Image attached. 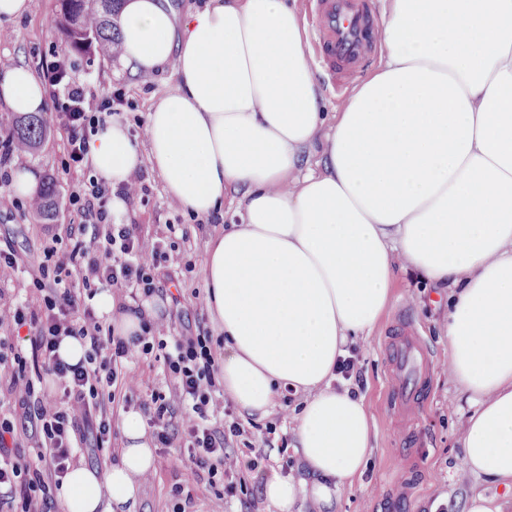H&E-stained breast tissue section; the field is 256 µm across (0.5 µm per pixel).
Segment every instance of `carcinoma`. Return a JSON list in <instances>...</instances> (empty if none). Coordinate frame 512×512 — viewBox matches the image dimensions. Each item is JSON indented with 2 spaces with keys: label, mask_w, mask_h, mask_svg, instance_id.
I'll return each mask as SVG.
<instances>
[{
  "label": "carcinoma",
  "mask_w": 512,
  "mask_h": 512,
  "mask_svg": "<svg viewBox=\"0 0 512 512\" xmlns=\"http://www.w3.org/2000/svg\"><path fill=\"white\" fill-rule=\"evenodd\" d=\"M63 33L66 43L84 50L93 43L101 46L114 43L119 0H61ZM46 125L41 115H28L16 120L10 132L14 142L24 149L38 145ZM56 208V186L48 181L39 192L36 213L48 220Z\"/></svg>",
  "instance_id": "carcinoma-1"
}]
</instances>
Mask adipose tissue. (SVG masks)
<instances>
[{
  "label": "adipose tissue",
  "instance_id": "obj_1",
  "mask_svg": "<svg viewBox=\"0 0 512 512\" xmlns=\"http://www.w3.org/2000/svg\"><path fill=\"white\" fill-rule=\"evenodd\" d=\"M118 22L124 69L168 63L176 82L147 114V155L111 120L87 161L113 186L149 163L200 218L238 195L239 223L206 248V301L242 413L264 418L286 389L304 395L301 469L263 487L276 512H334L361 475L373 424L331 382L406 268L455 291L449 369L473 405L463 467L512 483V0H383L381 62L331 122L287 0H209L183 17L170 0H122ZM45 96L27 67L0 77L14 114L44 111ZM121 428L119 464L66 475V512L135 499L154 457L139 413Z\"/></svg>",
  "mask_w": 512,
  "mask_h": 512
}]
</instances>
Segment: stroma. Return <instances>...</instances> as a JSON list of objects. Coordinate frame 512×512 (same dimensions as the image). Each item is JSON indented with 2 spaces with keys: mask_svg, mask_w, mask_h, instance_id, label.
I'll return each mask as SVG.
<instances>
[{
  "mask_svg": "<svg viewBox=\"0 0 512 512\" xmlns=\"http://www.w3.org/2000/svg\"><path fill=\"white\" fill-rule=\"evenodd\" d=\"M59 19L60 0H30L29 11L10 24L11 41L0 45V75L19 64L35 71L52 52L68 53L74 64L72 77L87 94L97 97L111 91L121 92L116 118L129 124L140 153H147L141 127L150 107L174 84L172 66L135 77L122 70L119 52H68L59 32ZM379 61V53H372L360 63L354 78L337 87L332 84V75L323 67H316L326 111L338 110L356 81L363 79ZM47 128L38 147L20 153L12 165L35 170L40 181L55 183L58 206L53 221L63 225L71 219L65 202L76 178L60 169L61 134L55 122H48ZM145 182L148 193L128 206L122 221L142 224L161 233H167V225H177V232L167 233L168 240L190 260L191 266L165 268L161 286L184 297L191 322L212 329L203 270L206 245L225 225L236 222L238 204L225 198L216 219L200 221L169 204L164 184L156 173L146 172ZM50 243L32 211L0 207V248L13 245L20 255L36 261ZM451 297V290L432 287L413 270L399 272L391 301L370 336L351 344L361 379L355 382L339 378L333 387L354 391L363 399L375 437L362 475L343 488L336 512H468L471 498L477 495L501 505L503 512H512L511 487L462 472L461 438L470 406L448 371L450 347L444 318ZM406 326L420 337L430 360L429 371L416 395L415 421L411 424L393 392L392 348ZM300 401V396L289 395L284 406L276 409L268 420L257 421L248 441L233 442L234 456L247 458L249 446H261L267 424L275 425L277 436H291ZM179 455L176 448L155 453L154 468L141 480L130 512H172V466Z\"/></svg>",
  "mask_w": 512,
  "mask_h": 512,
  "instance_id": "stroma-1",
  "label": "stroma"
}]
</instances>
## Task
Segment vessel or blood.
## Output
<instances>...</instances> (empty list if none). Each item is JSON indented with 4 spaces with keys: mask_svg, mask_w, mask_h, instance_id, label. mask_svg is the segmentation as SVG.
Instances as JSON below:
<instances>
[{
    "mask_svg": "<svg viewBox=\"0 0 512 512\" xmlns=\"http://www.w3.org/2000/svg\"><path fill=\"white\" fill-rule=\"evenodd\" d=\"M316 43L320 65L333 67L338 78L349 77L356 64L372 53L378 28L369 0H317ZM394 387L405 412H412L415 380L425 368V356L415 336L401 338L394 347Z\"/></svg>",
    "mask_w": 512,
    "mask_h": 512,
    "instance_id": "b4317fda",
    "label": "vessel or blood"
}]
</instances>
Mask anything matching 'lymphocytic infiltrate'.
<instances>
[{
	"instance_id": "lymphocytic-infiltrate-1",
	"label": "lymphocytic infiltrate",
	"mask_w": 512,
	"mask_h": 512,
	"mask_svg": "<svg viewBox=\"0 0 512 512\" xmlns=\"http://www.w3.org/2000/svg\"><path fill=\"white\" fill-rule=\"evenodd\" d=\"M72 69L69 58L56 53L38 72L62 135L66 174L83 170L89 136L106 126L116 100L109 93L87 97ZM147 191L138 170L115 187L92 175L74 185L67 206L76 221L54 233L52 247L31 265L23 302L10 289L22 257L14 246L0 249V396L10 399L9 414L0 416V512H60L58 492L78 454L100 465L115 460L112 417L136 394L119 367L135 354L163 360L171 379L169 392H153L138 403L156 447L183 449L190 464L195 489L188 493L182 483L173 484V512H196L200 498L233 493L266 457L261 448L244 463L230 455V439L247 430L219 402L224 340L192 330L180 296L158 286L161 267L182 265L183 256L166 250L160 239L145 247L141 225L112 221V196L132 204ZM112 286L169 301L167 316L179 331L162 337L160 319L123 301L116 312L135 316L138 331L124 335L103 327L88 301ZM66 337L88 347L78 363L58 354ZM50 376L62 396L45 389Z\"/></svg>"
}]
</instances>
